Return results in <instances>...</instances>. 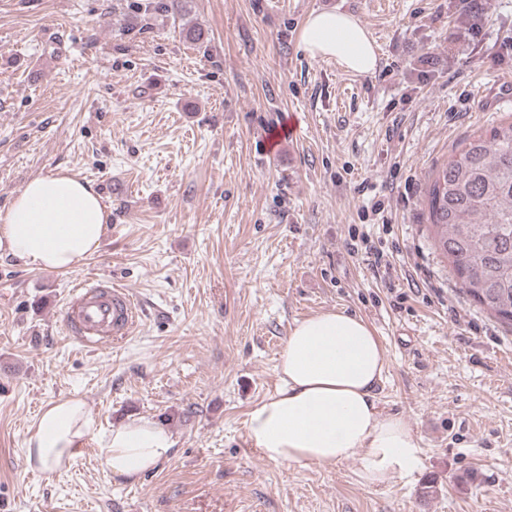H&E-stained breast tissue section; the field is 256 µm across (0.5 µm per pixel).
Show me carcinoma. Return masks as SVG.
I'll return each mask as SVG.
<instances>
[{
  "mask_svg": "<svg viewBox=\"0 0 512 512\" xmlns=\"http://www.w3.org/2000/svg\"><path fill=\"white\" fill-rule=\"evenodd\" d=\"M424 203L434 248L462 294L512 326V122L455 149Z\"/></svg>",
  "mask_w": 512,
  "mask_h": 512,
  "instance_id": "obj_1",
  "label": "carcinoma"
}]
</instances>
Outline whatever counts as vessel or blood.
I'll return each mask as SVG.
<instances>
[{
    "mask_svg": "<svg viewBox=\"0 0 512 512\" xmlns=\"http://www.w3.org/2000/svg\"><path fill=\"white\" fill-rule=\"evenodd\" d=\"M61 316L69 338L90 351L127 336L137 321L127 290L96 274L81 277Z\"/></svg>",
    "mask_w": 512,
    "mask_h": 512,
    "instance_id": "1",
    "label": "vessel or blood"
}]
</instances>
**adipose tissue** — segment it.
Masks as SVG:
<instances>
[{"label":"adipose tissue","instance_id":"adipose-tissue-1","mask_svg":"<svg viewBox=\"0 0 512 512\" xmlns=\"http://www.w3.org/2000/svg\"><path fill=\"white\" fill-rule=\"evenodd\" d=\"M300 44L310 56L335 59L358 74L376 66L373 40L346 13L311 14ZM107 218V207L89 182L61 172L35 176L0 212V256L33 269L75 270L100 249ZM385 367L380 339L363 318L336 309L296 321L279 357L275 391L247 414L250 443L275 463L336 465L357 457L367 482L403 476L416 463L417 444L406 420L379 407ZM93 429L81 399L54 401L26 441L27 459L60 469ZM174 445L155 420L131 417L105 436V467L129 480L169 459Z\"/></svg>","mask_w":512,"mask_h":512}]
</instances>
